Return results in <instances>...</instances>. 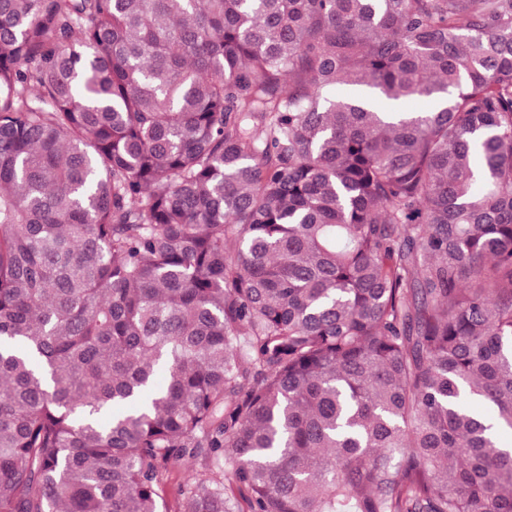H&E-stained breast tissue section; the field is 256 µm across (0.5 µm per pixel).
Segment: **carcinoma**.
Here are the masks:
<instances>
[{"mask_svg":"<svg viewBox=\"0 0 512 512\" xmlns=\"http://www.w3.org/2000/svg\"><path fill=\"white\" fill-rule=\"evenodd\" d=\"M506 432L512 0H0V512H512ZM196 467H198V464L192 460L177 461L170 466L169 477L163 494L168 512H175L180 490L185 484L186 476L189 470Z\"/></svg>","mask_w":512,"mask_h":512,"instance_id":"cac0c4a2","label":"carcinoma"}]
</instances>
